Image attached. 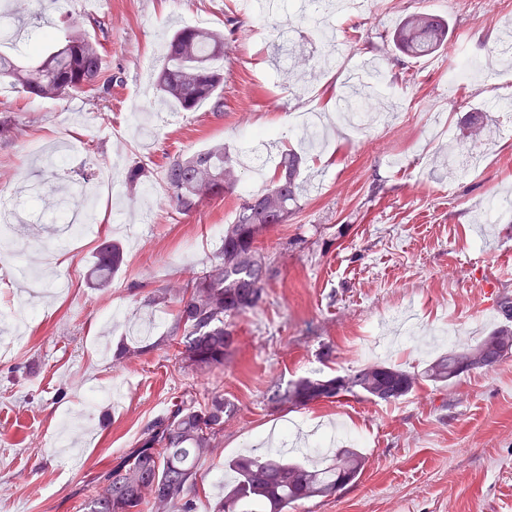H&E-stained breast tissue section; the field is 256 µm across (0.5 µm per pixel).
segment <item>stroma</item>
Segmentation results:
<instances>
[{
  "mask_svg": "<svg viewBox=\"0 0 512 512\" xmlns=\"http://www.w3.org/2000/svg\"><path fill=\"white\" fill-rule=\"evenodd\" d=\"M67 8L0 0L10 22L0 53L31 60L42 34L72 17L105 39L120 77L105 112L79 96L0 91V108L23 128L0 140V201L16 203L21 216L0 223V335L19 329L0 357V512H82L98 477L187 389L201 398L221 392L236 407L217 455L199 464L197 512L218 496L225 461L262 437L301 436L359 439L368 463L337 496L300 501L293 512H512V354L445 385L420 382L392 403L342 397L273 409L265 400L271 387L375 362L419 373L499 325L512 274L496 269L512 252V222L485 225L480 214L489 198L512 199V132L497 108L512 95V64L498 53L512 33V0H367L362 14L335 24L349 50L333 69L321 65L323 43L290 10L257 19L238 0H68ZM413 11L450 22L447 45L432 56L412 59L391 46L397 20ZM184 25L224 33V110L179 113L157 125L146 147L129 115L145 100L170 113L152 78ZM464 55L482 67L448 89L444 74ZM379 56L392 95L378 100L360 137L341 121L317 151L282 137L297 113H335L353 91L346 71ZM473 112L486 141L469 136ZM254 130L273 134L271 157L302 155L304 191L288 222L259 241L275 270L261 308L237 320L223 369L196 375L167 342L177 304L146 300L209 266L240 194L182 213L167 203L164 168L170 157L221 141L241 164V189H261L272 169L259 174L243 163ZM63 143L78 153L46 169L41 156ZM466 151L482 160L463 175L453 162ZM133 164L146 178L131 190L124 172ZM104 167L116 191L98 187ZM81 190L93 219L82 235L56 238L52 198ZM105 238L121 244L124 263L97 287L89 268ZM50 252L65 253L66 263L46 267ZM124 346L144 353L118 359Z\"/></svg>",
  "mask_w": 512,
  "mask_h": 512,
  "instance_id": "35a3bbf8",
  "label": "stroma"
}]
</instances>
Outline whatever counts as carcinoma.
<instances>
[{"label":"carcinoma","mask_w":512,"mask_h":512,"mask_svg":"<svg viewBox=\"0 0 512 512\" xmlns=\"http://www.w3.org/2000/svg\"><path fill=\"white\" fill-rule=\"evenodd\" d=\"M448 20L427 12L404 15L390 34L396 51L412 58L435 53L448 42ZM30 63L0 55V80L33 99L59 100L82 96L102 110L112 101V85L119 77L105 61V44L70 25L52 32L35 50ZM224 33L183 27L171 36L169 52L156 78V90L181 112H194L206 101L221 112L224 100ZM303 159L290 151L280 155L269 183L239 203L235 220L225 225L221 249L195 280L182 291L177 329L182 331L178 357L195 373L224 367L235 341V320L254 310L262 300L270 265L258 247L264 233L298 207ZM168 197L184 213L221 199L238 187V164L215 142L204 149L179 155L165 168ZM123 264L120 245L104 239L98 245L90 279L107 285ZM506 336L501 348L493 341ZM512 351V329L500 325L474 347L452 350L433 360L423 372L411 374L381 364L349 371L343 376L300 378L285 390L267 395L274 408L292 409L341 396L399 400L419 381L446 384L471 369H489ZM236 412L224 395L213 393L204 402L193 395L144 429L137 448L98 478L84 512H195L199 463L215 454L224 422ZM365 455L357 448H338L327 464L273 455L259 447L250 455L228 462L236 476L224 484V495L210 512H288L302 500L328 498L362 475Z\"/></svg>","instance_id":"obj_1"}]
</instances>
